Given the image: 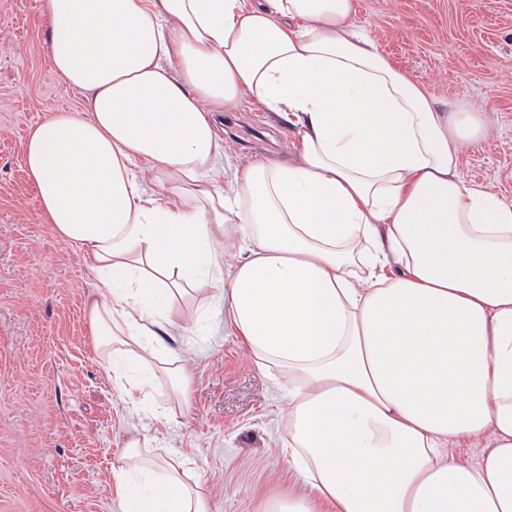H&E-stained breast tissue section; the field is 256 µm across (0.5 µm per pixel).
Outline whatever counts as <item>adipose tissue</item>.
I'll return each instance as SVG.
<instances>
[{"label": "adipose tissue", "mask_w": 512, "mask_h": 512, "mask_svg": "<svg viewBox=\"0 0 512 512\" xmlns=\"http://www.w3.org/2000/svg\"><path fill=\"white\" fill-rule=\"evenodd\" d=\"M353 13V0H45L52 68L88 108L29 129L27 175L97 274L87 314L127 393L129 363L153 367L173 334L156 297L226 276L235 335L283 379L280 454L305 484L257 512H512V204L460 175L487 115L438 111ZM246 101L301 140L228 178L215 116ZM481 442L480 461L460 458ZM157 468L162 494L129 512H210L129 444L126 474Z\"/></svg>", "instance_id": "ef3b65f1"}]
</instances>
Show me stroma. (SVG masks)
<instances>
[{"instance_id": "stroma-1", "label": "stroma", "mask_w": 512, "mask_h": 512, "mask_svg": "<svg viewBox=\"0 0 512 512\" xmlns=\"http://www.w3.org/2000/svg\"><path fill=\"white\" fill-rule=\"evenodd\" d=\"M355 23L445 112L481 106L479 148L465 179L512 203V0H354ZM54 74L44 0H0V512H123L119 472L131 441L187 462L212 512H255L260 492L294 482L279 453L286 399L224 321L226 281L166 309L185 395L156 369L133 409L96 354L85 313L96 273L42 215L23 167L30 126L82 112ZM224 134L225 169L280 156L298 126L245 107ZM184 406L168 420L155 408Z\"/></svg>"}]
</instances>
